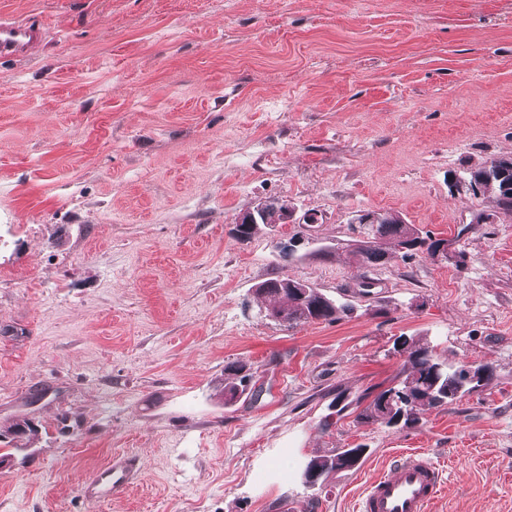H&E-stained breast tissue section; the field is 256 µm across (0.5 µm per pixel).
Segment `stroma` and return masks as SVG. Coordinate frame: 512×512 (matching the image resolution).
Listing matches in <instances>:
<instances>
[{"label":"stroma","mask_w":512,"mask_h":512,"mask_svg":"<svg viewBox=\"0 0 512 512\" xmlns=\"http://www.w3.org/2000/svg\"><path fill=\"white\" fill-rule=\"evenodd\" d=\"M0 16L46 33L0 61V512H357L410 450L443 471L429 512H512V210L467 187L512 158V0H0ZM278 199L292 225L240 241L239 217ZM368 211L447 254L387 240L360 266ZM282 277L349 313L270 318L258 288ZM423 346L492 376L410 427L362 418ZM239 362L261 392L228 405ZM357 446L358 468L306 487L310 459ZM122 452L142 480L85 500Z\"/></svg>","instance_id":"35a3bbf8"}]
</instances>
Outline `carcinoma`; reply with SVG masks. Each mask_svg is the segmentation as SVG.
Here are the masks:
<instances>
[{
    "label": "carcinoma",
    "mask_w": 512,
    "mask_h": 512,
    "mask_svg": "<svg viewBox=\"0 0 512 512\" xmlns=\"http://www.w3.org/2000/svg\"><path fill=\"white\" fill-rule=\"evenodd\" d=\"M500 165L501 170L494 173L493 179L484 184L483 192L490 193L498 206L512 209V159H496L488 165ZM396 238L405 255L413 256L417 252L429 255L443 243L441 239L422 236L411 224H393L387 217H380V221L372 225V234L368 240L361 242L355 249L365 267H375L385 257L382 242L386 239ZM282 280L274 279L263 283L259 290L273 295L281 296L285 302L277 310L286 314L288 324L300 322L324 321L333 323L342 318L347 307L340 306L317 291L314 286L307 283H296V287L305 290V296H298L292 289L281 287ZM412 371V377L402 381V386L393 387L380 392L364 410V417L387 427L397 425V422L380 409L377 402L389 394L397 396L406 394L408 397L403 415V425H413L419 421L420 415L426 411L447 406L465 394L481 387V382L490 377L489 369L477 366L475 370L482 372L480 381L470 383L466 381L468 370L462 365H448L434 358L426 348H419L409 352L406 362ZM253 381V375L248 373L240 377L239 383L225 391L226 403H233L244 394ZM331 457H316L308 463V467L318 470V474L305 473V483L311 486L318 485L322 477L336 470L329 464Z\"/></svg>",
    "instance_id": "carcinoma-1"
}]
</instances>
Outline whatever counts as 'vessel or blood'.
Wrapping results in <instances>:
<instances>
[{
	"label": "vessel or blood",
	"mask_w": 512,
	"mask_h": 512,
	"mask_svg": "<svg viewBox=\"0 0 512 512\" xmlns=\"http://www.w3.org/2000/svg\"><path fill=\"white\" fill-rule=\"evenodd\" d=\"M40 38V28L32 23L0 18V58L24 57ZM140 475L137 457L117 453L81 489L89 499L106 501L134 485ZM442 477L440 467L422 452L403 453L388 472L367 485L358 512H427L441 490Z\"/></svg>",
	"instance_id": "1"
}]
</instances>
